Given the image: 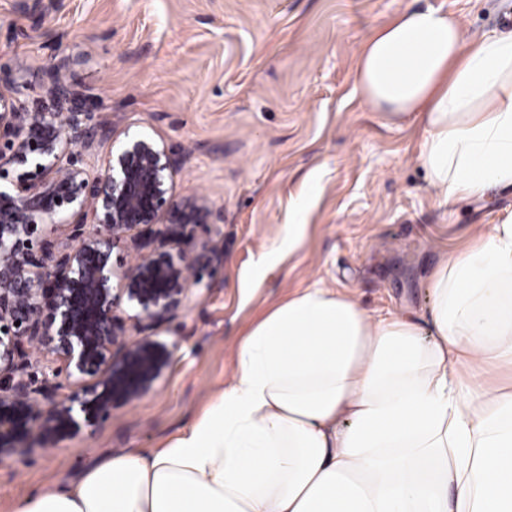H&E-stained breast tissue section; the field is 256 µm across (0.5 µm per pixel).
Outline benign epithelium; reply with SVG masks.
Returning <instances> with one entry per match:
<instances>
[{
  "instance_id": "7a95c632",
  "label": "benign epithelium",
  "mask_w": 512,
  "mask_h": 512,
  "mask_svg": "<svg viewBox=\"0 0 512 512\" xmlns=\"http://www.w3.org/2000/svg\"><path fill=\"white\" fill-rule=\"evenodd\" d=\"M78 64L64 56L50 66L39 106H29L23 83L0 93L1 465L30 442L50 448L83 422L107 420L117 399L146 396L165 360L149 337L132 338L117 310L124 300L136 304V328L202 282L188 250L129 251L140 226L164 225L162 247L194 237L212 207L199 193L174 196L167 178L175 159L144 133L125 134L96 172L83 166L112 128L91 123L63 81L61 71ZM115 250L126 252L117 267ZM40 351L61 369L38 383L26 368Z\"/></svg>"
}]
</instances>
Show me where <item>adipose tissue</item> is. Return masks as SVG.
Segmentation results:
<instances>
[{
  "label": "adipose tissue",
  "instance_id": "obj_1",
  "mask_svg": "<svg viewBox=\"0 0 512 512\" xmlns=\"http://www.w3.org/2000/svg\"><path fill=\"white\" fill-rule=\"evenodd\" d=\"M355 83L414 124L439 200L512 186V35L402 10ZM431 332L300 289L239 341L230 381L161 447L106 454L16 512H512V213L441 257Z\"/></svg>",
  "mask_w": 512,
  "mask_h": 512
}]
</instances>
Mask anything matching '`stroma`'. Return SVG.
I'll use <instances>...</instances> for the list:
<instances>
[{
    "mask_svg": "<svg viewBox=\"0 0 512 512\" xmlns=\"http://www.w3.org/2000/svg\"><path fill=\"white\" fill-rule=\"evenodd\" d=\"M408 6L454 14L468 40L512 32V0H56L44 16L0 0V92L21 78L39 99L53 60L81 55L64 81L115 139L130 126L171 148L174 195L213 208L196 242L224 253L202 259L204 289L144 322L166 354L150 393L52 450L19 449L0 466V512L100 453L156 448L189 425L228 381L241 335L296 289L318 281L428 326L439 257L511 213L512 187L441 205L416 163L421 130L385 124L356 87L363 43ZM303 201L301 249L257 274Z\"/></svg>",
    "mask_w": 512,
    "mask_h": 512,
    "instance_id": "1",
    "label": "stroma"
}]
</instances>
